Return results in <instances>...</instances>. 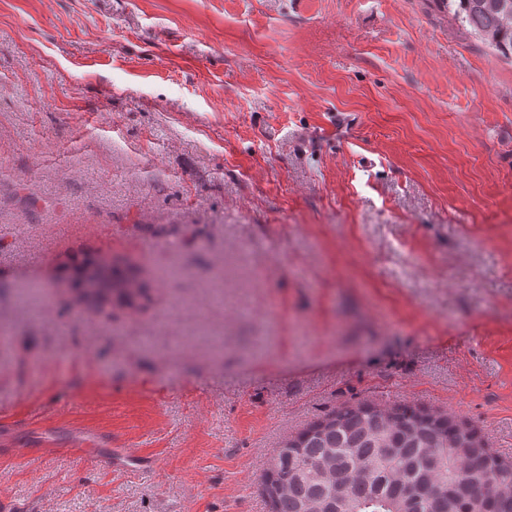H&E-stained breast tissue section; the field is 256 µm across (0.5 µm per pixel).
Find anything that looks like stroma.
Returning a JSON list of instances; mask_svg holds the SVG:
<instances>
[{"label":"stroma","mask_w":512,"mask_h":512,"mask_svg":"<svg viewBox=\"0 0 512 512\" xmlns=\"http://www.w3.org/2000/svg\"><path fill=\"white\" fill-rule=\"evenodd\" d=\"M0 287L13 512H269L357 403L512 458V62L442 0H0ZM66 279L90 306L131 304L142 292L139 269L126 261L98 253H85L64 267ZM113 466L128 471H156L158 463L136 452H121L113 457Z\"/></svg>","instance_id":"1"}]
</instances>
